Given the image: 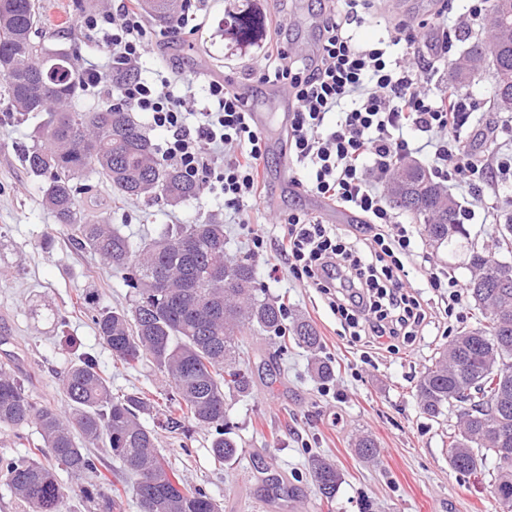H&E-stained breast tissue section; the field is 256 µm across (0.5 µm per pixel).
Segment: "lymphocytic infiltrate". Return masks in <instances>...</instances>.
Returning <instances> with one entry per match:
<instances>
[{
	"label": "lymphocytic infiltrate",
	"mask_w": 512,
	"mask_h": 512,
	"mask_svg": "<svg viewBox=\"0 0 512 512\" xmlns=\"http://www.w3.org/2000/svg\"><path fill=\"white\" fill-rule=\"evenodd\" d=\"M376 0H341L321 15L316 57L297 65L288 48L253 72L258 82L283 86L293 101L288 115V154L302 173L294 183L330 205L357 213L359 221L337 232L308 212H278L285 225L282 256L295 279L318 289L331 309L372 343L389 346L426 319L404 260L411 237L399 213L387 203L384 186L400 159L422 154L438 178L483 183L491 190L512 187V156L466 150L457 129L474 103L445 90L432 95L422 84L448 59L440 42L432 55L421 49L430 28H447L444 17L396 19L393 43L406 46L390 59L382 43L361 44L351 28L362 23ZM81 29L96 34L107 49L105 64L84 67L85 88L109 91L113 106L147 113L168 137L161 160L193 181L221 191L224 206L240 213L245 198L264 193L258 169L267 155L271 131L257 127L248 99L226 80L208 83L207 104L188 118L176 83L148 82L135 65L153 45L144 15L121 6L84 15ZM118 84H111L112 76ZM370 239L369 254L352 248L358 236Z\"/></svg>",
	"instance_id": "1"
}]
</instances>
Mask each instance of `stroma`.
I'll return each mask as SVG.
<instances>
[{
    "mask_svg": "<svg viewBox=\"0 0 512 512\" xmlns=\"http://www.w3.org/2000/svg\"><path fill=\"white\" fill-rule=\"evenodd\" d=\"M323 0H253L265 21L263 37L242 50L226 47L221 33L224 0H206L197 14L194 33L177 36L153 25L156 46L138 62L142 76L176 74L177 92L203 108L206 84L213 77H231L237 91L255 103L257 111L279 112L283 99L271 87L249 79L251 63L287 42L296 53H312L318 13ZM120 0H42L50 24L41 39L53 50L71 52L77 61L102 59L100 42L78 30L88 13L116 10ZM35 119L20 118L0 102V364L15 368L29 390L60 414L69 403L60 378L80 353L95 354L111 378L113 394L137 390L164 401L170 388L153 366L130 368L113 361L99 341L80 298L93 293L101 306L123 307L131 290L122 274L112 271L98 255L71 245L43 204L42 181L27 172L24 150L33 144ZM285 136H272L261 178L268 203L248 207L250 224L264 227L263 253L252 251L249 225L225 209L222 195L202 189L198 199L173 207L162 201L124 199L95 177L85 180L97 201L91 217H105L124 234L138 238L154 234L164 224H191L213 218L224 226V249L248 259L260 288L283 302L287 317L302 314L321 337V355L335 374L330 381L314 378L309 355L295 343L280 347L266 334L244 338L253 382L244 398H228L224 429L240 445L238 457L215 464L210 454L213 433L189 427L179 434L160 433L158 450L190 483L212 495L223 512H502L490 493L494 460L479 475L455 472L448 463L449 436L457 425L456 411L434 418L424 413L416 383L425 367L449 342L453 332L475 327L481 319L472 301L448 306L447 296L427 285L430 273L442 272L465 284L469 273L462 256L435 252L417 238L409 260L426 320L417 335L399 340L393 350L369 346L365 337L334 314L324 295L294 279L281 266V225L272 223L275 210L302 209L332 228H345L348 218L322 199L299 192L282 167ZM465 212L476 244L490 242L496 214L512 193L477 198L449 183ZM46 304L61 315L59 328L37 322L30 309ZM360 435L372 437L379 458L361 459L353 445ZM333 461L341 484L335 499L322 503L308 471L311 456ZM280 480L290 494L272 495L270 483Z\"/></svg>",
    "mask_w": 512,
    "mask_h": 512,
    "instance_id": "stroma-1",
    "label": "stroma"
}]
</instances>
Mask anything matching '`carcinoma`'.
<instances>
[{
  "mask_svg": "<svg viewBox=\"0 0 512 512\" xmlns=\"http://www.w3.org/2000/svg\"><path fill=\"white\" fill-rule=\"evenodd\" d=\"M184 0H138L151 20L172 23ZM40 0H0V80L8 111L25 117L44 112L36 144L23 162L28 172L45 178L43 199L57 225L79 248L99 255L135 290L128 308H101L91 315L97 336L112 359L131 367L151 363L173 394L164 409L144 391L113 395L110 378L98 358L83 353L63 376L70 413L62 417L35 398L8 364H0V429L31 423L39 430L41 457H0L4 480L23 512H62L66 493L56 470L80 479L98 471L97 458L79 446L107 443L122 473L135 478L130 493L139 512H221L207 492L189 484L156 449L158 431L185 425L214 430L210 452L219 462L234 460L238 443L224 436L226 394L247 395L251 385L241 366L240 342L246 333L291 335L311 355L315 376L328 381L333 366L318 357L320 336L301 315L285 324L283 304L257 287L246 259L224 254V225L217 221L175 224L157 236L137 241L101 220L85 217L78 181L93 173L123 198L162 199L171 206L199 197L201 185L161 161L157 149L133 113L107 106L77 112L72 102L81 87L73 54L49 49L37 39ZM512 27V0H492L489 35L475 38L458 61L451 80L467 86L490 68L493 94L488 112H512V38H499ZM261 20L250 9L224 11V38L234 46L254 43ZM387 191L393 205L421 223L429 246L439 251L470 239L462 206L431 171L414 159L400 161ZM512 253V209L498 214L492 249H467L468 295L484 313L478 326L462 331L438 353L417 381V398L433 417L461 403L458 431L450 436L449 464L462 474L483 471L496 462L491 494L512 512V260H495L491 250ZM156 419L155 427L143 422ZM364 459H377L375 441H355ZM308 467L320 499L331 501L340 486L336 465L313 456Z\"/></svg>",
  "mask_w": 512,
  "mask_h": 512,
  "instance_id": "obj_1",
  "label": "carcinoma"
}]
</instances>
